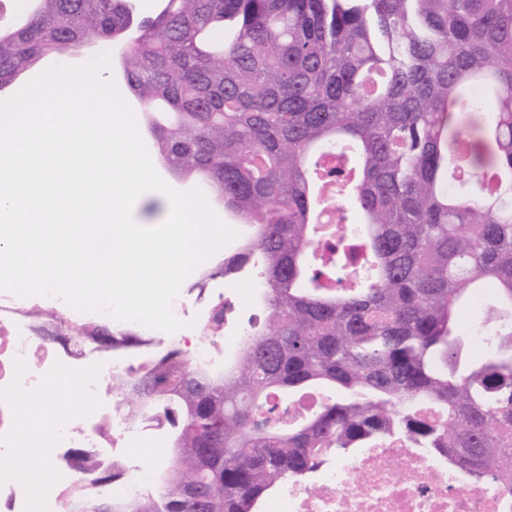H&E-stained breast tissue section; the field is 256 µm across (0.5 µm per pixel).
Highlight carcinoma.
Wrapping results in <instances>:
<instances>
[{
  "label": "carcinoma",
  "instance_id": "1",
  "mask_svg": "<svg viewBox=\"0 0 512 512\" xmlns=\"http://www.w3.org/2000/svg\"><path fill=\"white\" fill-rule=\"evenodd\" d=\"M7 2L0 91L112 42L166 169L256 229L193 288L256 268L266 311L217 372L162 337L28 307L47 341L153 348L111 389L174 448L121 499L123 461L73 449L82 481L60 512H260L322 452L384 436L512 492V0H161L146 16L136 0H32L19 23ZM333 151L345 165L327 170ZM324 207L336 227L317 235ZM487 287L493 350L473 359L456 310ZM207 330L224 335L222 304ZM94 51L91 55L87 56V57H84V58H81V59H72L70 57H66V56H57V57H53V58H50V59H47L45 60L43 63H49L50 65L54 66V65H70V66H80V65H83L84 64V60L87 59V58H94L98 55H101V54H108L109 55V58L112 57V54H113V51H112V44L109 43V42H99L98 44H96L94 46ZM43 63H41V65H39L36 69L32 70L26 77V80H25V84H27V82L30 80L31 76H32V73L41 68V66L43 65Z\"/></svg>",
  "mask_w": 512,
  "mask_h": 512
}]
</instances>
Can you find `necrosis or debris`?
<instances>
[{
    "label": "necrosis or debris",
    "mask_w": 512,
    "mask_h": 512,
    "mask_svg": "<svg viewBox=\"0 0 512 512\" xmlns=\"http://www.w3.org/2000/svg\"><path fill=\"white\" fill-rule=\"evenodd\" d=\"M260 280L251 274L242 282L212 289L214 300H235L238 315L225 319L220 339H193L181 334L190 360L200 367L231 362L253 328ZM28 298L10 295L0 302V455L12 456L21 440L17 404L38 398L58 373L92 366L82 395L89 410L79 419L50 428L42 442L54 464L53 496L24 483L15 469L0 467V512H54L65 491L76 482L68 450L109 448L126 453L131 478L112 488L123 498L141 490V470L133 450L134 426L120 401H107L105 384L112 376L132 371L138 350H120L94 358L79 343L56 349L40 342L24 312ZM261 512H512V493L485 485L458 470L447 455L428 453L401 438H387L347 456L325 452L310 476L289 482L262 505Z\"/></svg>",
    "instance_id": "1"
}]
</instances>
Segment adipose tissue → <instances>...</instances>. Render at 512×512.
Listing matches in <instances>:
<instances>
[{"label": "adipose tissue", "instance_id": "obj_1", "mask_svg": "<svg viewBox=\"0 0 512 512\" xmlns=\"http://www.w3.org/2000/svg\"><path fill=\"white\" fill-rule=\"evenodd\" d=\"M77 378L64 375L47 384L38 399L20 400L22 431L31 439L30 446L18 449L17 460L23 464L27 483L41 490L53 484L52 468L36 445L37 437L54 424L75 417L82 408L76 396Z\"/></svg>", "mask_w": 512, "mask_h": 512}]
</instances>
